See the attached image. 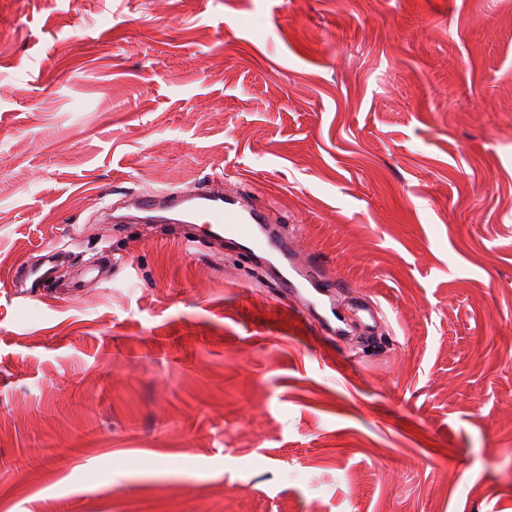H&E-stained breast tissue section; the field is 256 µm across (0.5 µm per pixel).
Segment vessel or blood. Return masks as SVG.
Listing matches in <instances>:
<instances>
[{
	"label": "vessel or blood",
	"instance_id": "1",
	"mask_svg": "<svg viewBox=\"0 0 512 512\" xmlns=\"http://www.w3.org/2000/svg\"><path fill=\"white\" fill-rule=\"evenodd\" d=\"M104 222L143 224H203L212 242H232L239 253H268L276 264L280 292L295 299L299 312L324 333L339 336L345 317L335 302L343 280L327 278L321 267L304 263L288 231L287 216L272 218L270 208L240 191L225 190L222 181L198 183L184 189H161L124 196L101 209Z\"/></svg>",
	"mask_w": 512,
	"mask_h": 512
}]
</instances>
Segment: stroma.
<instances>
[{"mask_svg":"<svg viewBox=\"0 0 512 512\" xmlns=\"http://www.w3.org/2000/svg\"><path fill=\"white\" fill-rule=\"evenodd\" d=\"M212 178L381 344L97 217ZM0 512H512V0H0Z\"/></svg>","mask_w":512,"mask_h":512,"instance_id":"stroma-1","label":"stroma"}]
</instances>
